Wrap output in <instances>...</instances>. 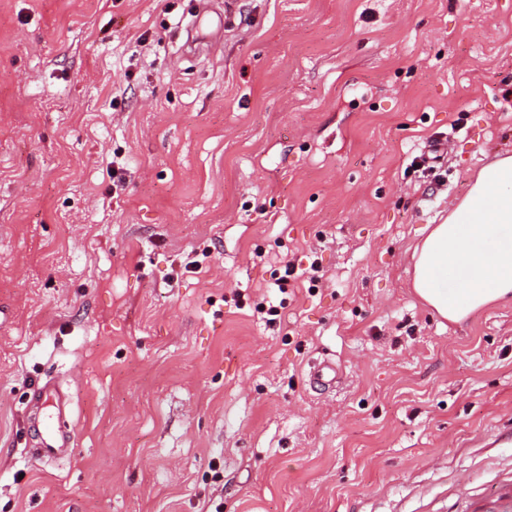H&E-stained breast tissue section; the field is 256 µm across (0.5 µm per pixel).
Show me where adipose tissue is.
I'll list each match as a JSON object with an SVG mask.
<instances>
[{"mask_svg":"<svg viewBox=\"0 0 512 512\" xmlns=\"http://www.w3.org/2000/svg\"><path fill=\"white\" fill-rule=\"evenodd\" d=\"M417 297L451 322L512 300V153L476 175L413 252Z\"/></svg>","mask_w":512,"mask_h":512,"instance_id":"ef3b65f1","label":"adipose tissue"}]
</instances>
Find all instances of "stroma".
Masks as SVG:
<instances>
[{
	"label": "stroma",
	"instance_id": "35a3bbf8",
	"mask_svg": "<svg viewBox=\"0 0 512 512\" xmlns=\"http://www.w3.org/2000/svg\"><path fill=\"white\" fill-rule=\"evenodd\" d=\"M187 6L0 0V512H479L512 302L451 323L410 281L512 152V0ZM39 436L41 447L36 448L39 458L57 459L74 453L75 435L71 430L64 431L53 420L41 421Z\"/></svg>",
	"mask_w": 512,
	"mask_h": 512
}]
</instances>
